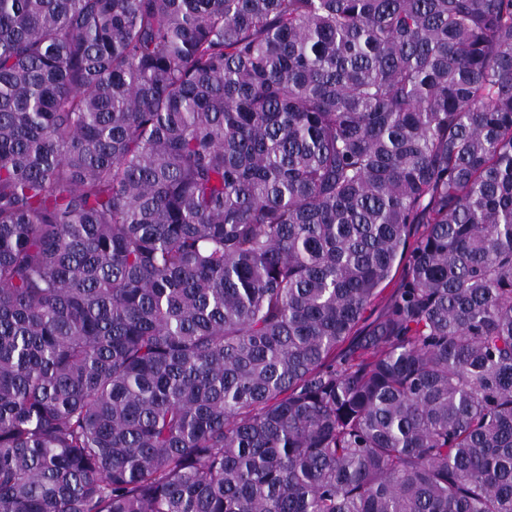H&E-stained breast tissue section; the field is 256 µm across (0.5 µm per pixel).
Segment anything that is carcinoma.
I'll use <instances>...</instances> for the list:
<instances>
[{
    "label": "carcinoma",
    "mask_w": 512,
    "mask_h": 512,
    "mask_svg": "<svg viewBox=\"0 0 512 512\" xmlns=\"http://www.w3.org/2000/svg\"><path fill=\"white\" fill-rule=\"evenodd\" d=\"M0 512H512V0H0ZM404 278L403 265H399L393 269L391 278L387 281L386 287L382 294L368 307L365 312L364 324H370L373 321L379 319L386 312L389 304L397 293L400 284Z\"/></svg>",
    "instance_id": "obj_1"
}]
</instances>
